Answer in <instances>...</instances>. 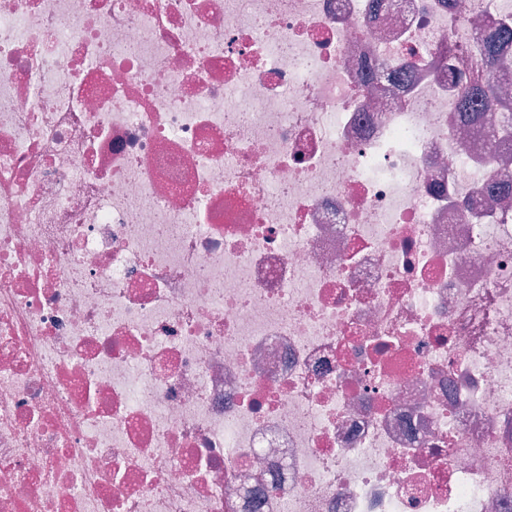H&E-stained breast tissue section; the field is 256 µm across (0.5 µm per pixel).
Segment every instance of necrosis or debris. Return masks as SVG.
Instances as JSON below:
<instances>
[{
	"label": "necrosis or debris",
	"instance_id": "necrosis-or-debris-1",
	"mask_svg": "<svg viewBox=\"0 0 512 512\" xmlns=\"http://www.w3.org/2000/svg\"><path fill=\"white\" fill-rule=\"evenodd\" d=\"M512 0H0V512H512ZM503 39L512 41L510 22L485 27L481 34L480 47L486 64L490 69L497 70L499 75L493 80H478L461 90L458 110L467 123L481 124L485 118V112L481 110L490 103H499L505 108L504 112L512 114L508 100L499 96L497 88L502 82L512 81V68L502 62L504 54L499 49V43Z\"/></svg>",
	"mask_w": 512,
	"mask_h": 512
}]
</instances>
